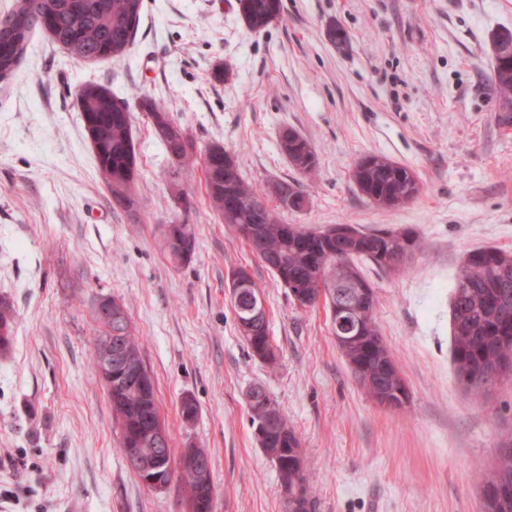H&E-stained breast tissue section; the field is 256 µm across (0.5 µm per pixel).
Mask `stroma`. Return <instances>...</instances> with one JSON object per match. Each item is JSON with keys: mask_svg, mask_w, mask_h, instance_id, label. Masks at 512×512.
Segmentation results:
<instances>
[{"mask_svg": "<svg viewBox=\"0 0 512 512\" xmlns=\"http://www.w3.org/2000/svg\"><path fill=\"white\" fill-rule=\"evenodd\" d=\"M346 45L329 37L333 26ZM512 30V0H282L255 32L238 0H145L121 61L78 63L34 31L0 81V295L17 311L0 358V512H188L173 478L145 488L120 447L89 352L98 298L121 300L175 452L210 454L214 512H282L278 469L250 424L263 385L303 441L315 512H480L477 479L512 438V376L481 401L451 358L452 285L465 253L512 250V124L492 83L493 34ZM228 75L213 77L216 65ZM128 100L140 162L137 216L96 171L75 89ZM151 98L197 147L220 143L266 202L288 182L306 204L284 220L413 230L421 249L386 276L366 268L377 320L410 402L393 411L361 389L323 305L301 307L209 206L200 168L172 162L141 106ZM291 128L318 155L302 176L280 149ZM412 168L423 189L395 210L351 178L367 155ZM192 195L196 248L173 264L162 225L176 191ZM260 288L279 366L241 337L233 272ZM198 415L185 423L184 397Z\"/></svg>", "mask_w": 512, "mask_h": 512, "instance_id": "1", "label": "stroma"}]
</instances>
